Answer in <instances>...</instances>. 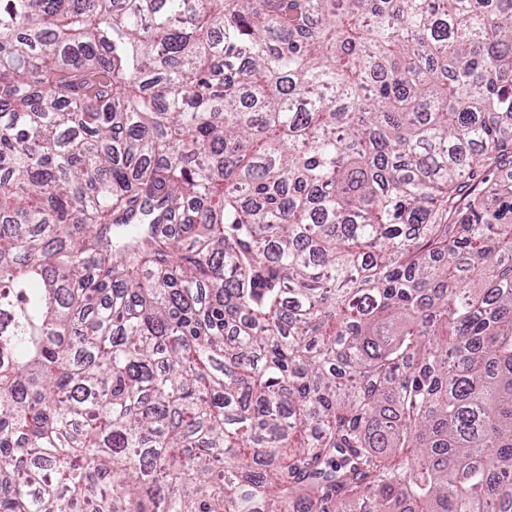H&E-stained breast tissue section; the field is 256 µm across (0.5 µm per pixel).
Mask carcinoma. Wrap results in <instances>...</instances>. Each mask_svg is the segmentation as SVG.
Instances as JSON below:
<instances>
[{
  "label": "carcinoma",
  "instance_id": "obj_1",
  "mask_svg": "<svg viewBox=\"0 0 512 512\" xmlns=\"http://www.w3.org/2000/svg\"><path fill=\"white\" fill-rule=\"evenodd\" d=\"M512 0H0V512H512Z\"/></svg>",
  "mask_w": 512,
  "mask_h": 512
}]
</instances>
